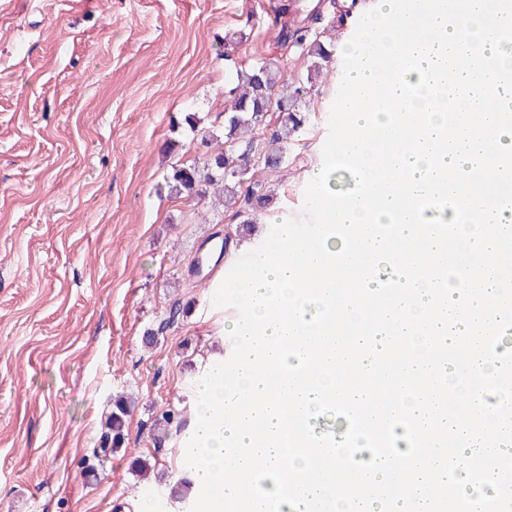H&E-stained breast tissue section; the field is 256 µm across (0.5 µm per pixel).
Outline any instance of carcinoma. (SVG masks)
Wrapping results in <instances>:
<instances>
[{
    "mask_svg": "<svg viewBox=\"0 0 512 512\" xmlns=\"http://www.w3.org/2000/svg\"><path fill=\"white\" fill-rule=\"evenodd\" d=\"M295 43L302 45L310 58L311 71L307 79L318 76L332 55L331 46L317 34L310 38L302 35L295 39ZM227 94L231 105L224 110L223 138L226 147L207 154L200 166L173 167L167 176L166 186L174 198L202 200L212 196L224 207L236 209L242 230L247 231L253 224V214L271 202L266 182L256 174L281 168L285 144L302 128L306 113L299 88H291L288 76L273 62L262 61L238 72L237 83L229 88ZM272 110L279 113V125L269 149L254 159L249 156L254 143L253 132L265 126ZM246 180L249 184L243 192L241 187ZM132 405L133 401L124 395L113 398L112 412L97 448L93 450L95 459L106 458L126 445L127 419ZM183 424L181 411L168 404L159 412L152 426L157 440L161 441L168 431H178ZM191 491L190 480L183 477L173 484L170 496L179 503H185Z\"/></svg>",
    "mask_w": 512,
    "mask_h": 512,
    "instance_id": "carcinoma-1",
    "label": "carcinoma"
}]
</instances>
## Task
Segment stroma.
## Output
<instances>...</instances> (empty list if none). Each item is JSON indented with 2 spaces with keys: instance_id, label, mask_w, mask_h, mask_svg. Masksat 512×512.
<instances>
[{
  "instance_id": "stroma-1",
  "label": "stroma",
  "mask_w": 512,
  "mask_h": 512,
  "mask_svg": "<svg viewBox=\"0 0 512 512\" xmlns=\"http://www.w3.org/2000/svg\"><path fill=\"white\" fill-rule=\"evenodd\" d=\"M294 1L316 4L0 0V512H183L179 435L156 444L150 423L169 403L193 418L203 360L233 351L219 327L234 309L193 262L222 243L209 272L231 269L266 216L242 233L234 210L172 198L164 177L222 133L237 68L270 60L309 89L308 121L266 175L271 210L299 215L342 74L332 61L308 82L301 48L278 43ZM123 392L128 442L94 464Z\"/></svg>"
}]
</instances>
